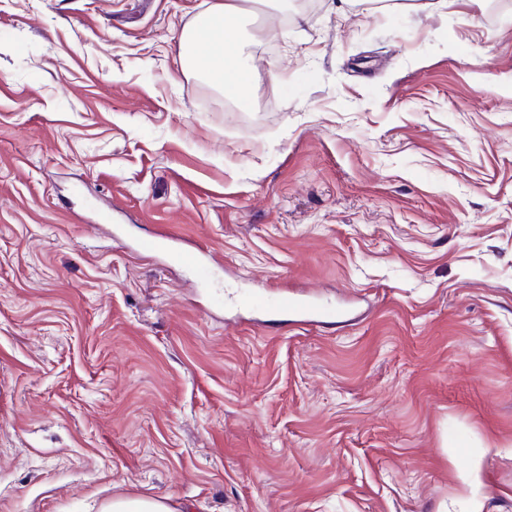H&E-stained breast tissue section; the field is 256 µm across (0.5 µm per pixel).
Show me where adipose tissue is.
<instances>
[{
  "instance_id": "adipose-tissue-1",
  "label": "adipose tissue",
  "mask_w": 512,
  "mask_h": 512,
  "mask_svg": "<svg viewBox=\"0 0 512 512\" xmlns=\"http://www.w3.org/2000/svg\"><path fill=\"white\" fill-rule=\"evenodd\" d=\"M244 0H215L208 14L186 30L180 40L179 61L184 69L230 95L246 97L252 77L245 68L239 21Z\"/></svg>"
}]
</instances>
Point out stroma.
<instances>
[{"mask_svg": "<svg viewBox=\"0 0 512 512\" xmlns=\"http://www.w3.org/2000/svg\"><path fill=\"white\" fill-rule=\"evenodd\" d=\"M213 2L0 0V512H512V5L279 0L264 112ZM245 0H220L208 14L186 30L180 40L179 61L184 69L232 95L244 98L252 87L245 68L239 20L245 13ZM228 78L233 86L226 90ZM178 261L186 266L196 270L200 279L208 278L211 269L217 264L215 257L204 248H199L193 253H183L178 255ZM266 293V289L254 290L240 296L237 302L244 308L275 307L287 313L291 312L297 315L300 323H321L329 314L314 297L285 295L276 300H270ZM102 512H193V509L192 506L182 504L171 497H139L112 500L103 507Z\"/></svg>", "mask_w": 512, "mask_h": 512, "instance_id": "obj_1", "label": "stroma"}]
</instances>
